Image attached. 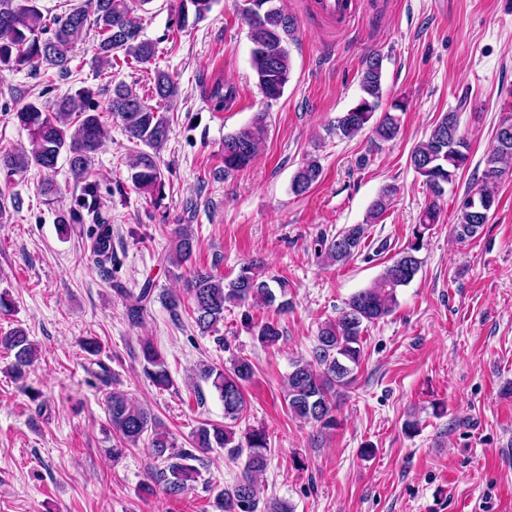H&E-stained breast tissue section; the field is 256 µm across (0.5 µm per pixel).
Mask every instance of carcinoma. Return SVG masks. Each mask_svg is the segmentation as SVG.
Here are the masks:
<instances>
[{
  "mask_svg": "<svg viewBox=\"0 0 512 512\" xmlns=\"http://www.w3.org/2000/svg\"><path fill=\"white\" fill-rule=\"evenodd\" d=\"M38 0H0V73L30 72L44 66L66 77L74 51L76 36L88 25L95 27L98 40L91 66L95 70L112 66L118 54L138 64L150 63L156 54V42L141 36L140 18L128 0H84L61 14L46 16ZM243 17L252 43L250 66L260 93L269 101L279 99L291 78L288 40L296 31L295 18L279 5V0H244ZM215 0H181L176 21L177 30L185 28L188 15L203 19L211 12ZM361 95L354 106L337 116L326 128L329 135L350 139L369 127L374 146L396 139L400 133L398 113L406 111L404 101H394L390 108L378 113L384 98L382 57L372 53L363 61L360 78ZM151 106L127 84L112 87L107 112L120 121L128 136L142 143L129 163L130 180L140 192L159 205L164 200L165 174L158 154L170 132L165 115L167 103L178 94V85L167 72L158 71L151 81ZM89 87H81L60 97L49 106L30 102L14 112V119L29 133L32 149L0 154V170L6 179L32 168L52 172L61 155H66L73 179L83 184L84 206L95 211L101 206L96 182L90 180L95 156L104 145L108 132L102 113ZM268 133L265 114L224 136V174L247 166L255 157L259 144ZM470 162V144L460 129L459 113L446 112L434 123L428 137L411 150L409 165L423 178L430 198L421 222L413 227V240L400 256L385 266L379 277L367 288L353 294L333 320L319 328L313 360L295 361L287 377L285 400L292 414L322 428L335 426L334 411L338 390L354 380V371L363 355L362 333L391 314L398 304L401 288L417 275L421 261L416 256L429 227L439 221L440 200L446 186L455 182L459 172ZM323 168L316 156L307 158L292 180L296 195L306 193L322 176ZM512 176V135L496 129L492 147L485 157V168L479 184L467 191L457 209L456 237L461 241L476 238L489 222L499 203V189L505 178ZM396 188L387 185L371 202L361 224H350L331 239L318 240L321 250L333 262H347L357 255L366 239L368 225L375 224L394 203ZM112 225L98 224L93 232L91 250L98 266L112 263ZM195 239L189 225L180 224L175 231L173 251L162 260L180 267L193 256ZM275 293L270 281L251 264L243 266L229 283L206 270H197L187 284V294L200 333L206 334L224 321L228 305H241L260 300L276 305L279 314L288 312V281L279 279ZM152 283L145 282L127 307L133 324L141 322L153 298ZM257 341L263 346L276 344L283 336L280 323L268 319L252 325ZM0 350L14 356L15 366L32 363L33 345L26 332L16 328L0 335ZM143 373L155 386H172L165 362L148 341L141 348ZM200 378L211 382L224 403V426H199L192 436V447H176L170 433L146 407L135 404L128 394L113 389L106 393V411L112 429L120 436L112 449V457L124 453V446L135 445L143 434H151L152 455L164 466L152 474L153 482L165 494L178 497L197 481L201 472L195 466L199 453L214 448H228L236 457L246 456L240 478L221 490L214 499L220 512H258V477L268 465L269 438L262 428H251L237 434L235 427L246 408L244 386L254 376L249 359L235 357L230 366L205 365Z\"/></svg>",
  "mask_w": 512,
  "mask_h": 512,
  "instance_id": "obj_1",
  "label": "carcinoma"
}]
</instances>
